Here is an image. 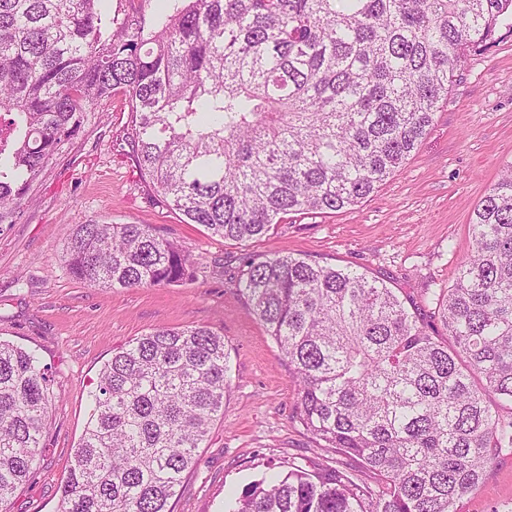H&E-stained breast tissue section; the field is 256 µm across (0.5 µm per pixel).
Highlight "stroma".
<instances>
[{
    "instance_id": "obj_1",
    "label": "stroma",
    "mask_w": 512,
    "mask_h": 512,
    "mask_svg": "<svg viewBox=\"0 0 512 512\" xmlns=\"http://www.w3.org/2000/svg\"><path fill=\"white\" fill-rule=\"evenodd\" d=\"M130 120L117 94L85 113L28 191L13 223L0 224V339L37 351L54 379L55 407L36 472L12 512H56L60 486L90 414L86 393L114 349L157 326H205L224 338L231 389L174 512H224L268 462L339 467L361 485L373 475L323 447L292 417L297 387L239 290L245 261L294 253L351 266L394 288L408 306L431 305L469 249L475 205L512 161V34L468 56L448 99L408 160L373 194L331 214L293 212L275 232L237 243L209 237L159 203L125 143ZM150 224L191 251L192 281L109 290L71 277L64 246L75 225ZM460 512H512V448L490 465Z\"/></svg>"
}]
</instances>
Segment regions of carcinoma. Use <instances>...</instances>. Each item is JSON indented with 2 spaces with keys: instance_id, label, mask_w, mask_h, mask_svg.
Masks as SVG:
<instances>
[{
  "instance_id": "carcinoma-1",
  "label": "carcinoma",
  "mask_w": 512,
  "mask_h": 512,
  "mask_svg": "<svg viewBox=\"0 0 512 512\" xmlns=\"http://www.w3.org/2000/svg\"><path fill=\"white\" fill-rule=\"evenodd\" d=\"M101 0H0V224L83 113L128 99L141 176L186 224L245 242L292 212L355 206L393 175L512 0H170L153 24ZM471 253L435 296L447 338L348 266L255 258L240 291L298 382L293 418L377 479L292 465L224 512H459L512 448V163L476 204ZM69 273L112 290L193 279L150 224H78ZM231 388L224 337L159 326L113 350L58 512H173ZM48 367L0 340V512L34 473Z\"/></svg>"
}]
</instances>
